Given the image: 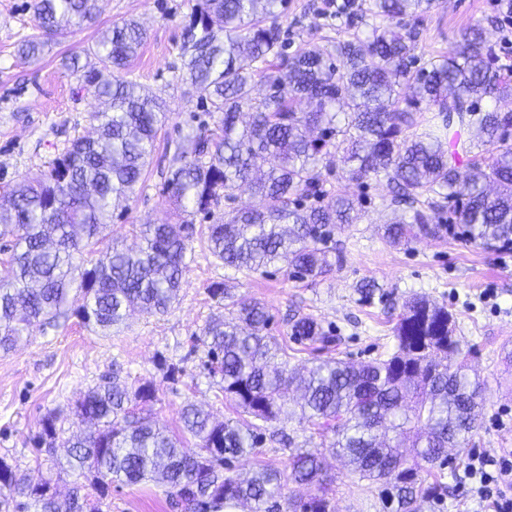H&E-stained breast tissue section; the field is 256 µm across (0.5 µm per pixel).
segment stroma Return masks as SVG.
Returning a JSON list of instances; mask_svg holds the SVG:
<instances>
[{
	"mask_svg": "<svg viewBox=\"0 0 512 512\" xmlns=\"http://www.w3.org/2000/svg\"><path fill=\"white\" fill-rule=\"evenodd\" d=\"M195 2L100 0L94 24L51 39L41 58L28 63L15 55L14 45L33 32L31 0H0V186L23 176L40 177L68 141L93 134L91 114L97 102L81 90L62 61L83 53L101 30L125 20H136L147 30L128 72L163 101L169 115L156 141V155L185 135L191 113L201 110L198 92L176 79L182 68L179 47ZM279 22L292 34L294 50L308 42L327 46L351 35L326 0H288ZM477 22L487 25L492 41L508 49L504 62L512 65V28L498 13L497 0H435L419 19V62L447 55L461 30ZM364 196L361 219L342 238L343 264L319 284L293 280L273 267L264 273L225 267L196 240L186 255L188 268L178 298L166 314L136 313L107 331L83 326L72 314L54 325L31 327L21 344L0 352V459L32 483L51 480L61 495L74 481L89 484V477L67 471L64 450L46 455L34 439L41 419L53 410L62 413L57 423L62 437L90 431V424L80 422L72 410L89 389L115 372L129 386H154L150 407L172 432L181 431L182 409L190 402L215 420L235 417L234 407L203 367L204 351L194 346L195 336L222 310L221 301L209 293L217 283L237 296L262 300L272 317L268 333L280 343L290 341L286 317L296 310L333 328L340 338L336 356L357 364L394 351L389 316L399 313L405 300L423 295L444 304L456 318L471 372L484 382L480 425L471 445L491 453L512 448V363L504 359L512 350V253L473 246L456 231L407 246L389 244L378 226L388 215L390 188L374 181ZM172 218L164 177L153 163L127 212L113 218L106 235L133 246L141 225ZM369 281L383 294L371 304L358 292L359 284ZM466 460L459 455L445 469L443 500L424 512H474L476 504L463 487ZM328 468L334 478L335 512H384L374 484L336 461H329ZM101 510L183 512L155 481L112 487Z\"/></svg>",
	"mask_w": 512,
	"mask_h": 512,
	"instance_id": "35a3bbf8",
	"label": "stroma"
}]
</instances>
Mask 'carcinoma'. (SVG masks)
Here are the masks:
<instances>
[{"mask_svg":"<svg viewBox=\"0 0 512 512\" xmlns=\"http://www.w3.org/2000/svg\"><path fill=\"white\" fill-rule=\"evenodd\" d=\"M97 0H32L38 34L21 40L17 56L36 62L45 36L80 29L96 18ZM286 0H199L181 46L183 77L201 94L217 127L199 123L174 144L165 185L177 221L144 224L142 244L105 243L116 209L142 180L167 119L158 98L127 77L146 31L136 21L114 24L87 49L98 65L70 57L82 89L98 101L96 135L70 142L42 177L12 182L0 192V350L8 352L36 322L62 314L70 293L77 314L103 330L135 311L163 314L176 299L196 235L189 217L203 213L209 253L224 266L259 271L280 265L315 285L330 275L338 237L358 218L363 197L334 192L331 157L343 153V177L360 187L388 182L412 215L383 226L394 245L439 238L460 224L477 246L512 244V66L500 63L486 28L462 31L446 57L415 67L414 29L431 0H370L355 14L338 12L349 28L369 31L330 50L306 44L290 54L275 22ZM273 19L266 25L263 20ZM269 93L253 97L255 77ZM437 110L418 132L417 114ZM248 186L257 204L216 218L214 208ZM102 248H97V245ZM209 293L224 312L206 322L197 341L208 374L220 378L224 400L253 418L217 422L188 403L182 432L172 435L146 410L155 389L129 388L116 376L88 390L74 406L95 431L64 442L67 466L94 474L90 494L74 487L68 507L55 505L50 482L33 485L0 460V506L22 512H99L112 485L162 481L185 512H219L224 504L264 505L282 488L281 473L260 468L247 478L234 463L257 453L265 430L288 414L292 389L302 391L300 419L322 437L291 458L288 479L315 493L300 512H334L324 456L331 454L363 479L379 484L390 512H421L442 496L448 449L461 448L479 427L481 383L461 359L452 314L417 296L403 304L393 327L397 350L355 366L329 357L304 373L288 369V347L266 333L271 317L257 299L216 284ZM290 339L334 351L337 336L315 317L295 313ZM60 416L42 419L36 445L52 456Z\"/></svg>","mask_w":512,"mask_h":512,"instance_id":"carcinoma-1","label":"carcinoma"}]
</instances>
